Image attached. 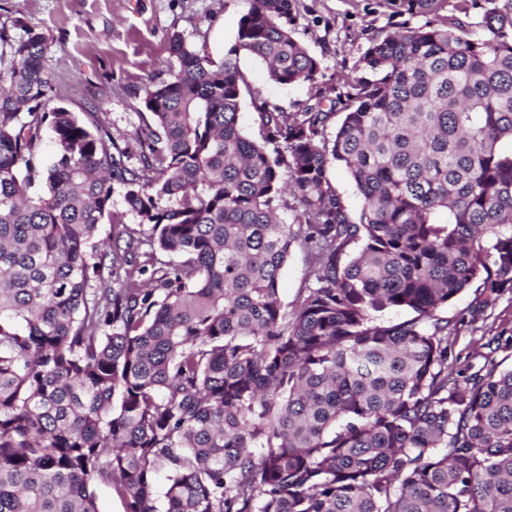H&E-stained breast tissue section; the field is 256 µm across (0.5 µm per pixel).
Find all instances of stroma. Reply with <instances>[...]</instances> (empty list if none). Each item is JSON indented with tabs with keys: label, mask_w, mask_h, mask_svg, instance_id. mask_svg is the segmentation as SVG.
<instances>
[{
	"label": "stroma",
	"mask_w": 512,
	"mask_h": 512,
	"mask_svg": "<svg viewBox=\"0 0 512 512\" xmlns=\"http://www.w3.org/2000/svg\"><path fill=\"white\" fill-rule=\"evenodd\" d=\"M248 8L249 0H0V22L14 37L28 28L47 37L43 64L55 78L51 106L95 117L116 144L136 155L148 138L145 89L167 80L176 66L170 36L181 34L191 49L222 62ZM293 13L294 38L320 64L317 81L278 84L259 59L239 53V122L253 139L260 136L257 106L303 112L315 96L336 98L372 38L427 20L414 0H295ZM312 270L307 248L293 245L278 282L283 303L293 302ZM472 298V290H464L440 311L456 325L448 348L457 369L480 364L486 338L512 336V293L476 320L470 315Z\"/></svg>",
	"instance_id": "obj_1"
}]
</instances>
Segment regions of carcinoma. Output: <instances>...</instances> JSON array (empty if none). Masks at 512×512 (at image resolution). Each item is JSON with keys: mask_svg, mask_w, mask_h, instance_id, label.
Wrapping results in <instances>:
<instances>
[{"mask_svg": "<svg viewBox=\"0 0 512 512\" xmlns=\"http://www.w3.org/2000/svg\"><path fill=\"white\" fill-rule=\"evenodd\" d=\"M294 23L293 0H250L219 64L173 35L136 167L101 125L41 111L46 37L0 27V512H97L96 482L159 512L161 468L164 512H512V338L455 371L438 315L471 286L475 316L512 291V15L375 39L333 136L319 90L258 107L257 142L236 55L314 83ZM114 179L149 252L115 220L96 241ZM295 243L314 270L288 307ZM333 185L342 195L347 209L352 216H356L361 209L362 200L347 170L339 163H333L329 169Z\"/></svg>", "mask_w": 512, "mask_h": 512, "instance_id": "1", "label": "carcinoma"}]
</instances>
